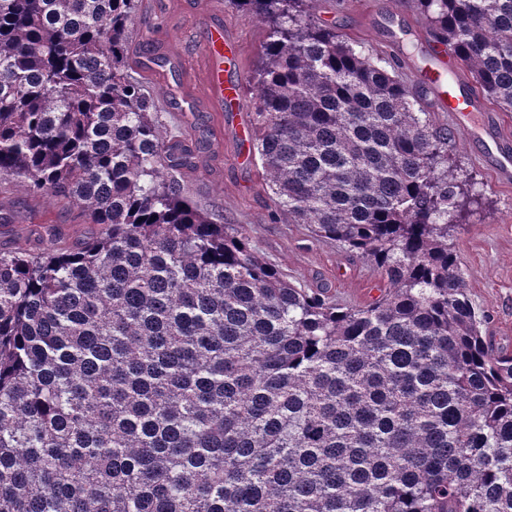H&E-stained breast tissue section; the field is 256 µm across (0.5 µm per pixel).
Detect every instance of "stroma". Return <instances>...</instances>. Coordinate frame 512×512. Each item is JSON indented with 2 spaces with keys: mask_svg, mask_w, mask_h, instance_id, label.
I'll return each instance as SVG.
<instances>
[{
  "mask_svg": "<svg viewBox=\"0 0 512 512\" xmlns=\"http://www.w3.org/2000/svg\"><path fill=\"white\" fill-rule=\"evenodd\" d=\"M221 2L224 37L239 48L227 76L243 84L240 114L232 108L216 110L206 99L202 45L219 18L212 0H138L126 50L128 72L153 99L169 135L195 155L194 168L174 178L196 206L222 213L225 223L245 233L288 282L328 288L342 306L365 304L370 289L381 282L379 271L339 243L317 237L310 225L285 223L258 158L248 154L246 136L255 117L248 80L268 31L234 0ZM312 13L360 43L365 53L392 61L436 125L451 131V154L471 179L474 201L450 244L469 298L487 318L485 334L512 348V185L497 182L473 146L470 128L459 117L436 111L432 93L419 83V51L429 39L424 21L411 0H312ZM186 94L196 97V111H170L169 100ZM93 230L80 208L29 195L14 180L0 177V251L65 247Z\"/></svg>",
  "mask_w": 512,
  "mask_h": 512,
  "instance_id": "1",
  "label": "stroma"
}]
</instances>
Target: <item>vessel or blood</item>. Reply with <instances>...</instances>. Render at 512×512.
I'll list each match as a JSON object with an SVG mask.
<instances>
[{
  "label": "vessel or blood",
  "mask_w": 512,
  "mask_h": 512,
  "mask_svg": "<svg viewBox=\"0 0 512 512\" xmlns=\"http://www.w3.org/2000/svg\"><path fill=\"white\" fill-rule=\"evenodd\" d=\"M223 25L212 26L206 36L203 49L206 57L205 84L211 99L239 100L240 88L237 83L224 77ZM462 62L452 48H439L428 68L421 72L423 83L433 93L434 105L438 111L453 112L467 118L484 114L486 107L481 96L474 91L467 92L461 83ZM481 144L487 149L492 167L499 181H512V138L506 136L497 122L487 121L480 136Z\"/></svg>",
  "instance_id": "vessel-or-blood-1"
}]
</instances>
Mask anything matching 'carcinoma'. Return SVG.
<instances>
[{
  "instance_id": "1",
  "label": "carcinoma",
  "mask_w": 512,
  "mask_h": 512,
  "mask_svg": "<svg viewBox=\"0 0 512 512\" xmlns=\"http://www.w3.org/2000/svg\"><path fill=\"white\" fill-rule=\"evenodd\" d=\"M512 112V0H411ZM268 28L250 133L280 213L371 262L361 307L298 288L170 172L127 73L136 0H0V177L98 231L0 252V512H512V352L448 239L452 133L310 14Z\"/></svg>"
}]
</instances>
